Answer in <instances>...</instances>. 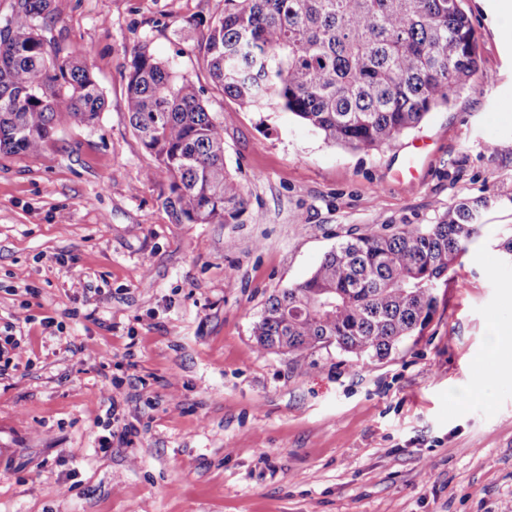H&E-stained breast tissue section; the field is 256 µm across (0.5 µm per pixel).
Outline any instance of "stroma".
I'll list each match as a JSON object with an SVG mask.
<instances>
[{
    "instance_id": "stroma-1",
    "label": "stroma",
    "mask_w": 512,
    "mask_h": 512,
    "mask_svg": "<svg viewBox=\"0 0 512 512\" xmlns=\"http://www.w3.org/2000/svg\"><path fill=\"white\" fill-rule=\"evenodd\" d=\"M461 7L481 77L365 152L288 112L238 111L212 85L224 0H53L43 34L88 50L106 106L38 154L0 153V326L31 317L0 377V512H512V21L497 0ZM141 47L223 119L245 187L236 223L166 209L126 112ZM416 144L412 188L399 174ZM463 204L481 236L390 356L257 347L269 295L336 244ZM113 400L128 436L104 451Z\"/></svg>"
}]
</instances>
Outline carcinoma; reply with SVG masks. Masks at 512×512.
Returning a JSON list of instances; mask_svg holds the SVG:
<instances>
[{"instance_id":"carcinoma-1","label":"carcinoma","mask_w":512,"mask_h":512,"mask_svg":"<svg viewBox=\"0 0 512 512\" xmlns=\"http://www.w3.org/2000/svg\"><path fill=\"white\" fill-rule=\"evenodd\" d=\"M51 2L17 0L0 29V152L37 154L58 127L92 124L105 107L85 54L64 55L42 35ZM204 57L238 111L280 108L363 151L417 128L478 72L475 32L454 0H224ZM126 111L165 175L176 223H236L244 186L224 163V121L195 86L139 49ZM481 228L463 204L425 229L339 244L308 278L269 296L252 327L258 348L389 356L427 325L437 282Z\"/></svg>"}]
</instances>
